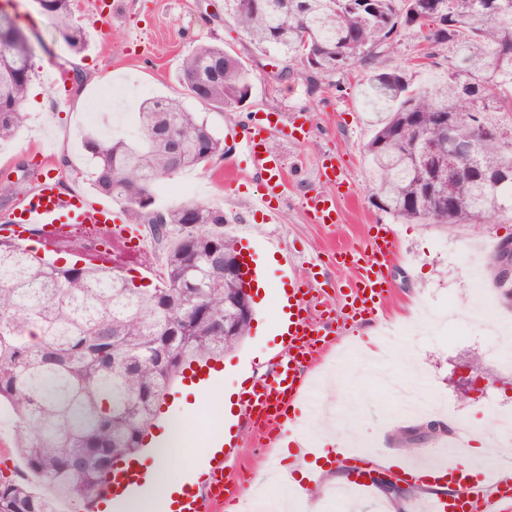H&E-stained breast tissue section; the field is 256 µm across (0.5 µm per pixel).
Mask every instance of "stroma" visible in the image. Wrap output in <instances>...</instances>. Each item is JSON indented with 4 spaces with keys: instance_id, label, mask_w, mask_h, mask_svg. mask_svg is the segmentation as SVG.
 Returning a JSON list of instances; mask_svg holds the SVG:
<instances>
[{
    "instance_id": "obj_1",
    "label": "stroma",
    "mask_w": 512,
    "mask_h": 512,
    "mask_svg": "<svg viewBox=\"0 0 512 512\" xmlns=\"http://www.w3.org/2000/svg\"><path fill=\"white\" fill-rule=\"evenodd\" d=\"M110 10V25L89 27L88 45L77 53L36 0H0V11L37 44L23 106L26 121L13 139L0 143V176L7 174L12 180L10 190L0 192V213L15 207L33 189L37 177L46 174L96 198L87 178V154L81 146L85 129L77 119L80 105L87 103L100 85L121 83L143 89L148 98L182 99L217 135L224 136L230 127L235 130L233 137L227 138L223 157L191 171L190 176L201 203L223 209L225 232L254 253L265 282L254 301L250 336L216 363L224 377L215 384V392L228 385L239 386L276 341L268 324L289 281L273 257L274 245L287 247L296 259V276L312 281L338 309L354 272L337 265L335 248L360 246L372 224L394 223L398 226L399 258L391 273L389 305L376 325L360 324L344 336L351 353L343 384L330 392L321 385L325 376L337 369L333 359L312 368L315 385L307 412L315 414L317 405L327 401L340 408L356 403L358 432L344 442L367 447L373 458L397 451L399 430L433 420L442 423L448 433L455 428L454 417L462 416L481 426L482 441L500 447L495 460L504 462L505 449L512 448V434L499 429L495 421L500 415H512V373L490 358L486 348L488 337L495 335L499 326H512V313L488 285L482 295L495 313V321L484 327L468 322L463 309L477 297L470 286L468 251L490 248L512 237V214L451 228L396 220L375 204L365 151L376 122L373 113L362 106V86L371 70L401 68L414 85L430 86L448 71L447 49H436L435 64L418 66L415 59L426 47L418 33L404 30L395 51L375 58L372 66L310 80L276 81L269 72L285 62L284 52L275 48L256 52L243 33L225 21L224 0H111ZM201 44L224 46L253 70L255 89L241 110L222 113L184 96L176 75L184 56ZM63 58L82 72L81 84H73L59 68ZM265 115L276 121L266 139L283 155L285 164L286 185L278 200L281 221L277 224L264 223L261 214L254 212L251 200L256 178L249 171L236 169L245 149L247 118ZM295 125L308 130L306 139L290 138ZM329 156L335 157L342 171L341 187H333L320 176L322 162ZM314 191L335 193L339 207L335 227L316 223L306 213L304 198ZM398 380L417 386L425 403L420 415L399 416L394 388ZM466 386L471 392L464 398L460 392ZM219 413V404L212 395L199 392L192 378H174L157 407L150 439L142 444L140 464L154 465L150 440L163 435L167 424L177 419L186 425V453L175 459V466L201 461L209 451L210 421ZM295 462L282 447H261L256 434L249 432L236 456L228 461L224 475L240 495L257 484L258 466L282 471ZM407 488L408 495L396 502L382 496L374 502L332 496L325 512H408L412 497L422 494L425 487L411 482Z\"/></svg>"
}]
</instances>
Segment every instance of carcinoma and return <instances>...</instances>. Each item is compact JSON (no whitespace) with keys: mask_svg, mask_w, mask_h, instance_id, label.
Instances as JSON below:
<instances>
[{"mask_svg":"<svg viewBox=\"0 0 512 512\" xmlns=\"http://www.w3.org/2000/svg\"><path fill=\"white\" fill-rule=\"evenodd\" d=\"M225 0V18L259 52L277 48L301 63L306 44L316 67L332 74L364 66L395 44L408 28L448 49V74L415 87L405 70L373 72L365 94L380 100L366 145L378 207L408 222H424L431 210L443 224H468L512 209V180L492 189L471 170L448 185V135L463 148L478 147L481 164L512 175V148L480 131L512 114V0ZM68 46L79 53L89 34L72 0H40ZM15 52L0 58V142L14 137L34 70L35 49L23 36ZM250 68L220 46L200 45L184 57L177 81L220 112L238 111L248 95ZM466 90L482 97L480 117L463 111ZM134 137L109 140L89 132L83 143L93 162L91 181L119 203L132 224L149 225L167 243L160 285H138L122 267L91 259L59 267L0 236V409L14 428L17 451L39 493L23 482L0 479V512H61L74 499L104 490L105 474L134 455L156 402L183 366L234 351L251 330L238 317L236 290L224 287V254L236 241L224 234V211L200 204L199 223H185V205L148 212L129 206L155 197L176 175L224 154V140L180 100L156 97L138 109ZM174 130L183 156L174 165L167 136ZM420 139L418 151L405 145ZM206 144L210 156L198 150ZM437 165L426 185L419 169ZM233 331L224 332V326Z\"/></svg>","mask_w":512,"mask_h":512,"instance_id":"cac0c4a2","label":"carcinoma"}]
</instances>
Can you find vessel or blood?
Masks as SVG:
<instances>
[{"mask_svg": "<svg viewBox=\"0 0 512 512\" xmlns=\"http://www.w3.org/2000/svg\"><path fill=\"white\" fill-rule=\"evenodd\" d=\"M265 125L254 120L246 137L247 163L259 179L252 202L266 223L279 220L274 202L284 181L281 155L265 143ZM305 209L317 223L336 221V197L321 192L306 196ZM75 224H100L108 228V241L125 257L133 258L145 249L141 226L128 223L123 211L89 200L77 192H64L51 177L39 180L34 190L16 208L0 214V234L15 239L37 238L48 246H58ZM396 230L391 224H375L359 249H341L337 264L354 268L356 276L341 310L320 308L303 282L288 291L291 310L288 331L281 335L279 350L264 374L251 375V383L240 394L239 415L251 425L263 428L267 442H274L275 430L289 425L288 410L297 401L308 400L307 373L330 346V337L342 328L374 319L382 309L390 288V269L396 256ZM238 443L224 440L207 457L203 479L192 486L179 503L178 512H222L224 508V468ZM349 484L361 494L373 493L372 462L367 454L343 448L337 454ZM396 472L406 481L425 482L428 471L448 473L457 462H438L431 467L414 466L398 460ZM412 512H512V463L497 465L492 477L480 478L464 493L451 495L436 490L415 500Z\"/></svg>", "mask_w": 512, "mask_h": 512, "instance_id": "b4317fda", "label": "vessel or blood"}]
</instances>
